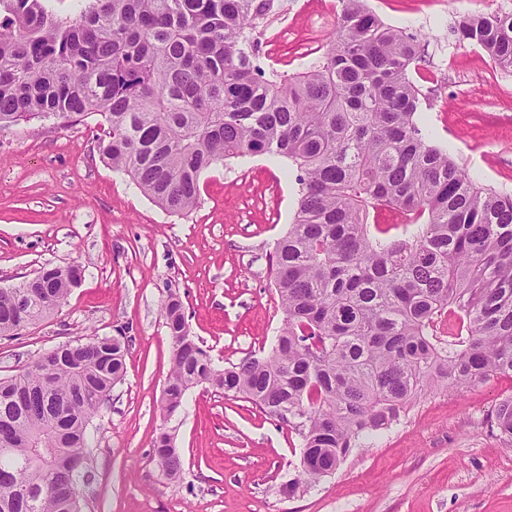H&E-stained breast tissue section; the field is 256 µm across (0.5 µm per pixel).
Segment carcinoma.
<instances>
[{
  "label": "carcinoma",
  "instance_id": "cac0c4a2",
  "mask_svg": "<svg viewBox=\"0 0 512 512\" xmlns=\"http://www.w3.org/2000/svg\"><path fill=\"white\" fill-rule=\"evenodd\" d=\"M52 2L0 0V129L99 115L102 158L169 213L194 210L202 174L226 160L297 166L294 220L269 257L284 314L271 351L214 364L169 295L165 417L199 385L243 395L297 436L291 498L428 390L512 376V195L420 127L415 35L342 0L320 59L271 79L252 40L271 0H85L72 20ZM456 35L512 69V13L469 15ZM385 210L403 220L381 223ZM82 277L46 264L0 288V337L51 317ZM125 350L122 336H86L0 378V512H83L92 475L73 454L87 453ZM495 418L512 439V396ZM166 436L152 447L175 479L183 460Z\"/></svg>",
  "mask_w": 512,
  "mask_h": 512
}]
</instances>
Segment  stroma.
I'll use <instances>...</instances> for the list:
<instances>
[{
  "instance_id": "35a3bbf8",
  "label": "stroma",
  "mask_w": 512,
  "mask_h": 512,
  "mask_svg": "<svg viewBox=\"0 0 512 512\" xmlns=\"http://www.w3.org/2000/svg\"><path fill=\"white\" fill-rule=\"evenodd\" d=\"M329 0H274L254 33L259 64L311 67L335 24ZM420 40L414 83L422 122L479 183L512 194V71L459 42L457 22L512 12V0H368ZM97 117L0 130V288L44 264L85 269L49 319L0 339V377L88 333L128 339L126 376L90 433L84 512H512V441L495 425L512 378L414 400L390 430L357 448L314 490L279 487L299 463L295 434L241 397L195 388L165 420L172 355L161 304L180 295L191 336L227 366L268 354L283 312L268 258L297 207L296 168L267 155L206 171L188 214L169 213L102 161ZM167 428L184 465L166 479L151 441Z\"/></svg>"
}]
</instances>
